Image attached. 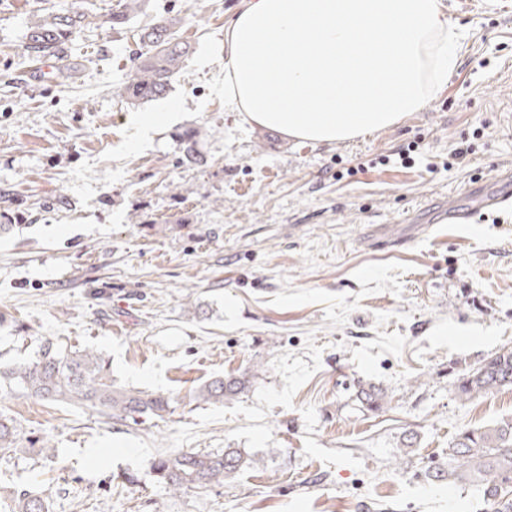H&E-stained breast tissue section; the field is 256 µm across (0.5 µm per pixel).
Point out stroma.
<instances>
[{
    "instance_id": "obj_1",
    "label": "stroma",
    "mask_w": 512,
    "mask_h": 512,
    "mask_svg": "<svg viewBox=\"0 0 512 512\" xmlns=\"http://www.w3.org/2000/svg\"><path fill=\"white\" fill-rule=\"evenodd\" d=\"M55 0H0V361L50 338L109 359L116 386L169 396L163 416L0 392V414L54 457L0 456V488L50 512H480L475 492L429 482L462 430L512 416V388L470 401L458 370L512 347V204L437 224L444 198L512 165V0H443L466 29L423 110L314 145L244 122L224 98V26L243 0H149L121 36L84 31L64 58L22 44ZM181 17L192 46L163 98L121 94L136 34ZM70 62L75 79L56 82ZM156 112L151 133L138 115ZM201 129L207 162L176 134ZM483 128L467 166L446 168ZM417 150L411 163L399 154ZM250 375L211 404L197 390ZM386 394L358 406L359 384ZM237 448L232 481L168 492L151 464ZM201 131L197 127H188L179 135L181 160L188 164L203 162V155L199 148ZM9 495L14 502L12 512H49L47 500L39 494L21 490Z\"/></svg>"
}]
</instances>
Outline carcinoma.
<instances>
[{"instance_id":"cac0c4a2","label":"carcinoma","mask_w":512,"mask_h":512,"mask_svg":"<svg viewBox=\"0 0 512 512\" xmlns=\"http://www.w3.org/2000/svg\"><path fill=\"white\" fill-rule=\"evenodd\" d=\"M149 0H118L106 18L110 29L118 32L129 20L146 11ZM98 16L65 2L54 14L39 16L30 23L23 50L34 59L55 56L85 29L97 24ZM181 19L161 16L140 30L138 40L145 52L134 59L129 78L122 89L132 104H144L166 94L172 78L183 68L191 45L178 39L176 28ZM201 131L188 127L179 135L181 160L188 164L203 162L199 148ZM249 379L216 378L203 385L196 398L222 402L243 393ZM512 387V348L502 349L485 358L478 366L465 368L457 376L454 393L461 401H471L493 389ZM9 389L49 402L91 405L112 420L160 415L169 408L168 398L126 390L112 384L108 362L92 348L71 350L50 340L39 354L23 363L0 364V390ZM360 406L378 411L385 404L381 389L369 385L359 388ZM21 433L15 422L0 415V455L18 448ZM448 461L426 472L434 483H448L473 489L487 512H512V417L490 425L465 429L448 445ZM254 459L236 448L221 453L180 451L152 462L157 476L172 491L186 487L208 488L235 477ZM12 512H49L47 500L27 490L10 494Z\"/></svg>"}]
</instances>
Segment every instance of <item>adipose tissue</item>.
Listing matches in <instances>:
<instances>
[{
    "label": "adipose tissue",
    "instance_id": "obj_1",
    "mask_svg": "<svg viewBox=\"0 0 512 512\" xmlns=\"http://www.w3.org/2000/svg\"><path fill=\"white\" fill-rule=\"evenodd\" d=\"M465 36L442 0H245L224 26V91L249 124L347 141L424 108Z\"/></svg>",
    "mask_w": 512,
    "mask_h": 512
}]
</instances>
